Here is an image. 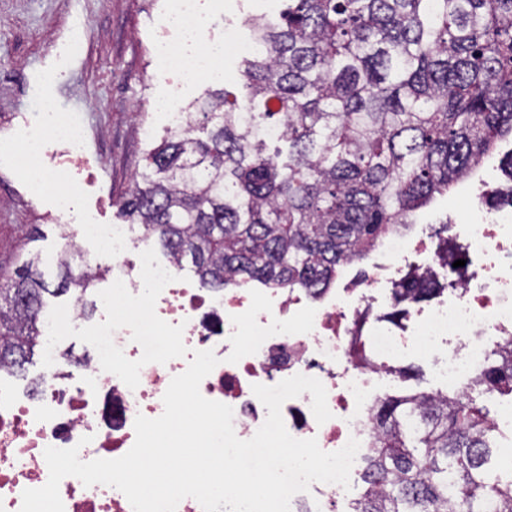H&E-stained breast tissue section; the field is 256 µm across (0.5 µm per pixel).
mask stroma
I'll return each instance as SVG.
<instances>
[{
	"label": "stroma",
	"instance_id": "stroma-1",
	"mask_svg": "<svg viewBox=\"0 0 512 512\" xmlns=\"http://www.w3.org/2000/svg\"><path fill=\"white\" fill-rule=\"evenodd\" d=\"M171 0H0V263L12 258L25 224L39 228L30 248L47 282H55L54 257L65 250L63 226L71 216L85 224H117V200L154 143L167 133L160 103L179 90L189 103L216 89V82L183 79L157 61L169 27ZM280 0H201L211 43L223 45L224 80L236 79L250 42L241 22L249 14L275 13ZM50 100L53 111L77 117L84 128L82 159L66 161L59 141L39 139L36 159L51 180L37 188L22 162L42 117L34 105ZM69 196L61 211L58 195ZM442 390L422 351L402 364L383 387L386 395Z\"/></svg>",
	"mask_w": 512,
	"mask_h": 512
}]
</instances>
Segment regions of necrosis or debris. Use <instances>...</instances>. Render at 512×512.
<instances>
[{
	"mask_svg": "<svg viewBox=\"0 0 512 512\" xmlns=\"http://www.w3.org/2000/svg\"><path fill=\"white\" fill-rule=\"evenodd\" d=\"M169 21L178 44L162 53L161 67L184 77L206 71L207 54L189 43L204 33L198 0H173ZM498 171L495 161L479 163L462 193L472 220L447 224L465 261L462 273L441 264L423 226L414 224L372 247L361 277L342 267L339 286L317 296L269 287L186 288L175 267L150 252L126 264L134 245L128 225H81V235L112 262L110 287L96 295L92 315L77 306L68 313L85 338L83 353L60 352L51 338L53 321L44 318L49 364L35 393L20 392L0 371V512H20L23 491L47 483V447H78L85 462L126 454L137 415L163 414L171 379L201 350L213 351L219 363L200 392L232 407L234 431L243 440L268 414L253 385L273 386L297 374L321 381L331 419L316 422L307 392L285 401L281 413L293 437L316 439L326 452L352 438L368 443L379 385L408 351L425 350L448 379L476 376L488 354L512 340V187L500 185ZM413 271L446 283L447 295L408 303L403 318H395L394 291ZM150 325L164 348L149 356ZM59 493L65 512H133L126 496L108 485L87 487L68 476ZM348 495L340 485L316 482L292 497L290 512H337Z\"/></svg>",
	"mask_w": 512,
	"mask_h": 512,
	"instance_id": "necrosis-or-debris-1",
	"label": "necrosis or debris"
}]
</instances>
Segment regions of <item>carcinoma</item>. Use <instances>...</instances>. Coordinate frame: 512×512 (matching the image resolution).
Returning a JSON list of instances; mask_svg holds the SVG:
<instances>
[{
	"label": "carcinoma",
	"mask_w": 512,
	"mask_h": 512,
	"mask_svg": "<svg viewBox=\"0 0 512 512\" xmlns=\"http://www.w3.org/2000/svg\"><path fill=\"white\" fill-rule=\"evenodd\" d=\"M250 15L238 84L189 106L152 147L119 213L213 290L251 281L318 294L512 138V0H286ZM277 126L270 148L258 129ZM57 257L0 266V368L34 356L46 294L80 300L104 275ZM437 289L412 278L395 307ZM512 396V353L469 383ZM363 492L347 512H512L487 465L497 426L468 396H387L370 416Z\"/></svg>",
	"instance_id": "1"
}]
</instances>
